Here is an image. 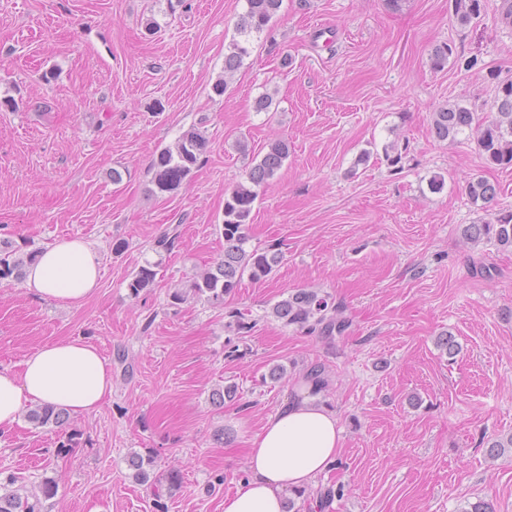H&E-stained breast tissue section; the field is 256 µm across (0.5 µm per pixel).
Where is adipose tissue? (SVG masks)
Instances as JSON below:
<instances>
[{"label": "adipose tissue", "instance_id": "1", "mask_svg": "<svg viewBox=\"0 0 512 512\" xmlns=\"http://www.w3.org/2000/svg\"><path fill=\"white\" fill-rule=\"evenodd\" d=\"M101 260L90 243L66 239L42 249L28 265L24 286L42 300L77 306L97 291ZM112 395L107 361L88 340L37 347L21 371L0 367V431L11 430L24 405L49 406L73 416L97 411ZM343 446L336 412L302 386L268 418L246 454L250 472L224 498L223 512H284L289 492L305 489L337 464Z\"/></svg>", "mask_w": 512, "mask_h": 512}]
</instances>
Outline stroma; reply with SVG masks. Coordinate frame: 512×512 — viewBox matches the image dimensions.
<instances>
[{"mask_svg": "<svg viewBox=\"0 0 512 512\" xmlns=\"http://www.w3.org/2000/svg\"><path fill=\"white\" fill-rule=\"evenodd\" d=\"M449 4L283 0L219 97L246 0H0V239L28 252L78 236L101 257L97 293L73 308L0 280V367L82 336L112 373L96 412L61 430L23 418L0 434V495L37 497L51 482L44 512H223L248 476L249 439L321 363L343 448L316 482L344 491L325 509L305 493L296 512H461L479 498L512 512V452L490 454L512 434V252L462 237L512 208V168L431 131L439 106L489 108L496 82L512 80V27L496 21L501 0L465 28ZM442 42L477 66L432 68ZM265 93L272 107L255 111ZM194 125L205 153L177 192L153 193L154 158ZM242 136L259 156L276 138L292 147L249 226L250 247L283 260L223 302L171 305L224 255V200L248 165ZM394 141L407 147L399 170L385 157ZM436 174L440 193L428 188ZM476 175L495 201H470ZM172 227L175 248L157 250ZM149 263L155 282L132 297ZM301 288L330 294L349 331L275 320L273 306ZM444 332L455 355L438 344ZM230 383L237 398L214 403ZM134 455L155 458L149 483L133 478Z\"/></svg>", "mask_w": 512, "mask_h": 512, "instance_id": "stroma-1", "label": "stroma"}]
</instances>
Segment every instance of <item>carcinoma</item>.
I'll return each mask as SVG.
<instances>
[{"label": "carcinoma", "mask_w": 512, "mask_h": 512, "mask_svg": "<svg viewBox=\"0 0 512 512\" xmlns=\"http://www.w3.org/2000/svg\"><path fill=\"white\" fill-rule=\"evenodd\" d=\"M281 5L282 0H246V11L237 23L238 38L232 40L224 55V76L213 85L216 95H224L229 80L249 55L251 39L264 32ZM485 10V0H452V18L461 28L478 22ZM451 58L461 70L470 71L477 65L476 58L455 54L448 43L435 46L430 61L433 68L441 69ZM431 122L437 139L455 141L461 135H472L487 164L501 168L512 166V82L496 86L488 112H479L458 103L448 104L432 113ZM206 146L207 138L203 131L193 126L182 133L174 146L161 150L151 165L155 188L161 193L177 191L197 165ZM289 154L288 141L275 139L267 144L262 158H251L246 180L224 200V257L193 278L192 295L221 302L244 276L259 281L272 274L279 265L281 253L249 249L246 244L258 188L274 177ZM465 190L475 205L489 203L496 195V188L482 177L468 179ZM463 236L472 242L485 238L503 250H512V211L502 210L490 221L466 226ZM35 254L34 250L24 254L12 242L0 240V279L22 278L26 265L34 260ZM156 276L151 264L139 268L128 284L130 294L138 296L154 284ZM272 315L287 326H295L317 336H342L350 327L341 306L333 297L316 290L295 291L274 305ZM27 418L37 428L59 427L65 421L64 414L49 407H36L27 413ZM154 463L151 456L143 458L136 455L129 460L134 477L140 482L149 481V471ZM0 512H40V499L31 502L16 493H5L0 495Z\"/></svg>", "instance_id": "carcinoma-1"}]
</instances>
